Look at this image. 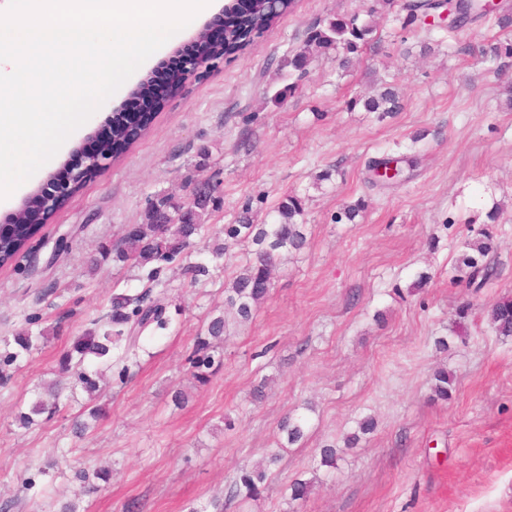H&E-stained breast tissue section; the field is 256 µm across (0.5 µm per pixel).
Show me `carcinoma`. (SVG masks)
Returning <instances> with one entry per match:
<instances>
[{"label": "carcinoma", "mask_w": 512, "mask_h": 512, "mask_svg": "<svg viewBox=\"0 0 512 512\" xmlns=\"http://www.w3.org/2000/svg\"><path fill=\"white\" fill-rule=\"evenodd\" d=\"M381 5L399 6V11L406 13V19L413 21L419 13L432 7L431 0H376ZM460 15V23L448 28V32L457 31L477 16L486 13L482 0H458L455 4ZM275 18L267 13L263 0H252L247 12L228 10L224 12V44L218 46L207 38L200 43L205 53L221 52L226 55L244 50L251 42V36L262 33L274 25ZM375 29L368 22L359 21V16L336 17L320 27L314 25L307 30L306 46L300 48L288 59V66L305 74L307 66L308 47L343 49L342 66L352 63L351 54L359 48L374 42ZM483 60L496 62L504 57H512V43H489L481 50ZM128 104L131 106H148L155 110L162 108L152 96L150 88L144 86ZM367 111L377 114L383 119L393 115L400 109V97L395 87L387 82L380 84L379 90L368 97L364 103ZM129 134L125 125V113H112V153L117 155L128 146ZM215 198L211 191L204 189L195 194L189 203V218L185 224L169 227L157 223V206L165 207L167 202L151 204L146 212V223L141 225L135 234H128L120 242L112 245V261L125 266H144L151 262H170L187 249L190 240L202 233L206 225L201 223L214 204ZM273 222L256 224L249 212H243L234 224L224 226L225 237L233 241H245L255 246L252 257L240 269L238 275L227 289L224 300L226 313L239 322L252 319L257 308L266 300L272 288V272L288 254L304 248L307 236L304 232V207L301 197L292 193L285 196L273 209ZM42 228V222L36 212L22 217L17 224H0V265L12 261L22 252L30 238ZM474 237L467 242V247L473 251L464 255L457 272L466 278L474 292H479L491 278L492 268L485 258L492 251L493 229L484 225L471 228ZM183 276L190 284H195L200 277L209 275L207 265L196 262L182 268ZM491 325L499 336H512V299L496 302L490 312ZM111 327L87 330L77 337L71 348L63 355L61 367L71 368V363L82 364L87 359L100 363L112 360L124 363L121 374H126V363L136 359L144 331L165 330L169 325L166 317L164 298L153 295L149 286L135 295L115 294L112 296L111 312L109 314ZM226 319L219 315L210 320L207 326L206 338H198L196 348L189 357V363L194 368L193 377L205 383L209 374L206 370L213 366V357L209 354L211 341L224 340ZM44 334L34 336L28 332L15 339L19 351L7 354L3 363L11 365L23 355L31 352L35 341ZM433 392L435 398L448 400L451 397L453 376L446 369H438L433 375ZM51 401H40L32 406L30 414L25 416L32 421V416L52 415L59 409L61 391L57 384L48 386ZM279 430L284 435L287 444L293 445L304 438L305 424L303 420L291 416L283 418ZM268 480L267 470L262 467L244 468L231 487L230 497L244 501L253 500L266 489Z\"/></svg>", "instance_id": "cac0c4a2"}]
</instances>
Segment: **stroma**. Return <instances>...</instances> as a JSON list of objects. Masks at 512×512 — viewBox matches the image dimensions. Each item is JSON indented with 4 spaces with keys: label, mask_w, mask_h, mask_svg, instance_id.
Listing matches in <instances>:
<instances>
[{
    "label": "stroma",
    "mask_w": 512,
    "mask_h": 512,
    "mask_svg": "<svg viewBox=\"0 0 512 512\" xmlns=\"http://www.w3.org/2000/svg\"><path fill=\"white\" fill-rule=\"evenodd\" d=\"M373 3L299 0L244 51L173 91L144 136L88 177L27 252L0 268V358L22 330L55 329L4 369L0 504L21 497L24 512H51L57 500L78 512H125L135 500L140 512H188L220 495L224 512H512V336L496 335L488 316L512 298V59L498 70L479 53L488 41L512 42V32L490 14L451 39L425 21L402 25L392 8L371 13ZM355 12L371 14L374 46L347 68L342 51L312 50L298 89L274 103L308 28ZM382 80L398 88L402 108L379 120L363 99ZM122 100L112 95L0 200V222ZM400 144L413 147L406 181L372 183L370 162ZM204 183L217 200L206 229L157 281L105 255L143 223L151 201L185 203ZM291 192L304 200L306 247L277 269L250 322H229L208 382L191 381L188 356L223 313L252 250L227 242L225 225L246 208L255 223L270 221ZM359 200L364 210L345 220ZM488 222L495 274L475 293L454 267L468 252L470 226ZM222 244L226 256L215 257ZM188 260L210 269L194 286L181 271ZM149 285L169 300V328L148 334L126 376L110 370L104 394L91 400L76 371L58 375L61 354L114 294ZM439 336L447 350L436 349ZM441 366L454 377L445 402L431 398ZM58 379L66 390L57 413L24 425L21 414ZM178 389L188 397L181 407L172 399ZM95 402L102 416L75 437L74 417ZM289 413L308 419L305 438L281 450L258 498H229L239 470L276 447ZM369 416L374 432L346 447ZM330 444L340 455L334 468L320 462ZM103 468L108 479L82 493L75 471ZM298 478L312 487L294 500L288 487Z\"/></svg>",
    "instance_id": "1"
}]
</instances>
